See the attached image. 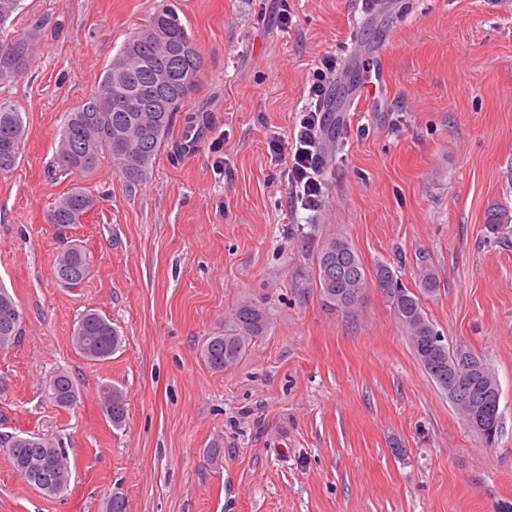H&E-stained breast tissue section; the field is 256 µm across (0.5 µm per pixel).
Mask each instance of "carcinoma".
I'll list each match as a JSON object with an SVG mask.
<instances>
[{
	"mask_svg": "<svg viewBox=\"0 0 512 512\" xmlns=\"http://www.w3.org/2000/svg\"><path fill=\"white\" fill-rule=\"evenodd\" d=\"M21 0H0V32L6 30L20 8ZM150 21L158 26L135 31L125 41L117 56L104 70L97 89L77 108L68 113L59 134L56 168L62 172L90 174L102 155L125 182L134 185L145 180L153 168L158 152L168 139L175 113L181 111L196 89L204 59L193 43L176 8L169 2L157 6ZM42 28L32 25L22 33L0 43V85L17 81L26 71L30 52L41 37ZM166 69L169 83L159 88L154 73ZM10 137L22 144L25 126L21 113L8 102L0 101V142ZM96 205L93 195L74 187L61 196L49 210L48 223L69 229L82 223V217ZM512 223V215L497 207L487 212L486 224L496 233ZM91 253L72 243L63 249L54 263V274L60 284H80L91 272ZM416 287L424 294L439 288L434 266L425 254L416 257ZM374 278L395 318L406 330L414 354L430 378L443 391H448V368L467 358L476 368L474 378L478 392L491 409L500 406V385L486 360L466 346L431 348L430 339L438 335L419 297L402 281L397 271L381 263L369 274L357 252L347 239L332 235L321 245L316 268V283L323 303L331 310H348L359 301L368 279ZM235 329L212 336L204 344L202 354L207 365L216 371L235 367L251 341L264 334L269 313L251 301L240 304L234 314ZM23 315L10 322L0 321V351L15 346L22 333ZM76 350L89 361H105L118 349L121 338L112 322L96 312L83 313L72 333ZM55 404L69 408L78 397V389L67 371L57 373L49 385ZM103 409H112L108 418L119 427L127 415L126 396L105 384L100 391ZM0 450L10 460L17 474L34 488L46 494H60L71 482V464L66 448L37 434H0ZM51 463L52 482L43 485L32 474Z\"/></svg>",
	"mask_w": 512,
	"mask_h": 512,
	"instance_id": "carcinoma-1",
	"label": "carcinoma"
}]
</instances>
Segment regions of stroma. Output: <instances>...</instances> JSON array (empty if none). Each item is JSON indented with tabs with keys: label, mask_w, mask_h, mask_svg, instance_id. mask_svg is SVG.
<instances>
[{
	"label": "stroma",
	"mask_w": 512,
	"mask_h": 512,
	"mask_svg": "<svg viewBox=\"0 0 512 512\" xmlns=\"http://www.w3.org/2000/svg\"><path fill=\"white\" fill-rule=\"evenodd\" d=\"M158 2L22 0L14 20L44 31L26 75L0 85L26 125L0 173V285L24 316L0 351V434L62 442L72 478L44 495L0 453V512H106L117 487L127 512H507L512 227L485 219L512 210V0H172L204 67L147 179L127 184L106 159L59 173L65 116ZM326 57L337 149L309 211L284 146ZM77 186L97 205L63 234L47 211ZM332 232L410 287L429 255L426 314L496 373L494 445L424 371L376 284L349 310L324 305ZM66 238L93 257L74 288L53 270ZM245 300L271 324L214 371L202 347ZM89 310L122 338L109 360L72 346ZM62 370L79 391L68 409L49 395ZM106 383L126 396L122 426L101 407ZM415 265L417 268L415 286L419 288V292L434 293L439 286V280L430 258L426 254H419Z\"/></svg>",
	"instance_id": "1"
}]
</instances>
